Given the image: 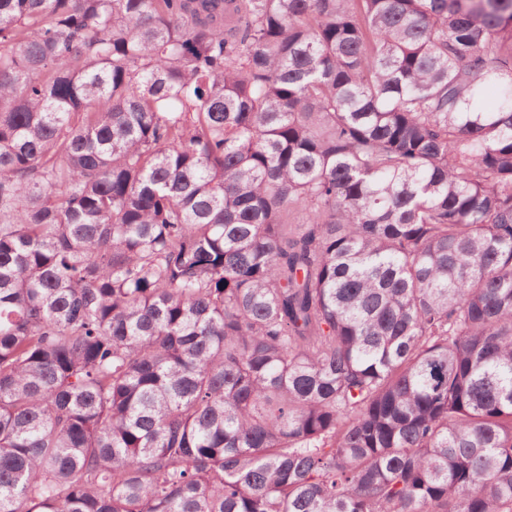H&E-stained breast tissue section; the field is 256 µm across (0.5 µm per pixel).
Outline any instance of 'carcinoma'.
<instances>
[{"label":"carcinoma","mask_w":512,"mask_h":512,"mask_svg":"<svg viewBox=\"0 0 512 512\" xmlns=\"http://www.w3.org/2000/svg\"><path fill=\"white\" fill-rule=\"evenodd\" d=\"M0 512H512V0H0Z\"/></svg>","instance_id":"obj_1"}]
</instances>
